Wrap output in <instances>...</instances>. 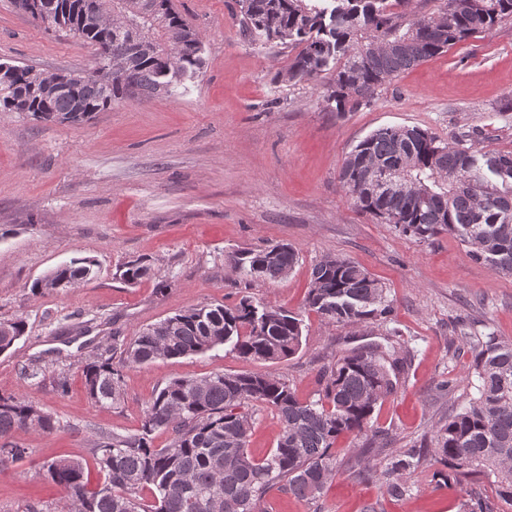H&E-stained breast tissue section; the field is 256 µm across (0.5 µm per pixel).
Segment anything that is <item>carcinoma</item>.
Returning a JSON list of instances; mask_svg holds the SVG:
<instances>
[{"label": "carcinoma", "mask_w": 512, "mask_h": 512, "mask_svg": "<svg viewBox=\"0 0 512 512\" xmlns=\"http://www.w3.org/2000/svg\"><path fill=\"white\" fill-rule=\"evenodd\" d=\"M240 25L273 46L296 50L288 61L290 82L327 79V101L339 115L372 102L387 81L449 50L469 37L512 17V0H441L432 15L408 11L411 0H237ZM79 0H57L46 28L64 29L98 47L92 68L76 87L35 93L24 79L28 65L6 63L14 76L0 81V112H30L52 119L81 106L92 115L122 101L150 98L200 72L202 41L172 0H155L156 12L140 19L157 50L140 52L115 31L97 29L78 9ZM400 43L399 52L378 45ZM126 61V73L102 71L104 54ZM475 127L443 142L418 127L387 126L360 141L339 173L341 188L364 212L403 234L428 241L455 236L469 254L493 271L512 274V151H482L469 145ZM236 271L255 280L287 276L298 255L287 244L226 257ZM91 261L76 259L35 284L64 287L85 281ZM150 267L126 263L123 279L134 283ZM306 306L326 325L386 323L392 313L383 286L343 257H325L312 269ZM461 339L475 353L468 377L475 395L448 421L433 429L424 448H391L380 473L384 494L400 499L409 491L407 475L426 456L443 463L444 486L463 479H494L499 501L512 505V341L489 325ZM21 319L0 321V353L23 335ZM304 319L243 297L233 306L198 305L143 329L132 341L116 336L113 356L98 357L82 370L88 396L98 406L120 403L123 369L158 360L199 354L230 345L240 357L275 362L302 346ZM406 358L370 344L340 356L319 374L318 398L302 401L286 380L271 372H214L198 379L174 378L154 393L141 425L131 434L100 435L96 462L104 481L90 488L78 459L43 464L44 475L63 488L72 512H259L274 488L309 501L319 499L336 476L333 445L342 435L372 430L377 404L394 393ZM274 410L280 433L263 458L247 449L254 408ZM53 417L32 401L0 395V451L20 457L25 449L10 441L30 429L49 433ZM158 432L170 434L163 448ZM148 486L154 501L137 496ZM461 512H497L487 498L474 497Z\"/></svg>", "instance_id": "carcinoma-1"}]
</instances>
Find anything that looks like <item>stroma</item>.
Instances as JSON below:
<instances>
[{
	"label": "stroma",
	"mask_w": 512,
	"mask_h": 512,
	"mask_svg": "<svg viewBox=\"0 0 512 512\" xmlns=\"http://www.w3.org/2000/svg\"><path fill=\"white\" fill-rule=\"evenodd\" d=\"M203 38L204 67L172 94L124 102L80 123L0 112V320L22 319L23 336L0 353V395H23L50 413L52 433L14 435L22 459L0 454V512H65L44 462L81 459L90 485L102 482L93 449L100 435L135 432L147 402L173 378L214 372H272L300 399L315 398L331 356L371 342L409 351L396 391L378 403L376 447L419 443L457 411L474 361L455 331L460 320L490 324L512 339V276L475 261L454 236L423 242L357 208L342 190L345 157L374 130L409 126L441 139L480 128L478 149L512 151V18L400 74L370 105L337 115L325 80L299 84L283 73L291 50L243 32L234 0H174ZM94 45L45 29L0 0V62L47 72L89 69ZM288 243L299 261L284 278L254 281L228 254ZM347 258L382 283L390 324L328 326L305 307L313 266ZM75 258L95 263L73 288L34 284ZM150 267L137 283L126 262ZM250 297L304 314L302 347L276 363L246 362L229 346L142 368H124L118 408L92 404L82 369L137 332L202 304ZM39 371L37 378L24 367ZM67 388L58 391V377ZM362 437L335 445L336 477L320 503L271 490L262 512H460L470 494L490 496V479L443 487L441 466L425 461L409 493L384 496L350 469Z\"/></svg>",
	"instance_id": "1"
}]
</instances>
